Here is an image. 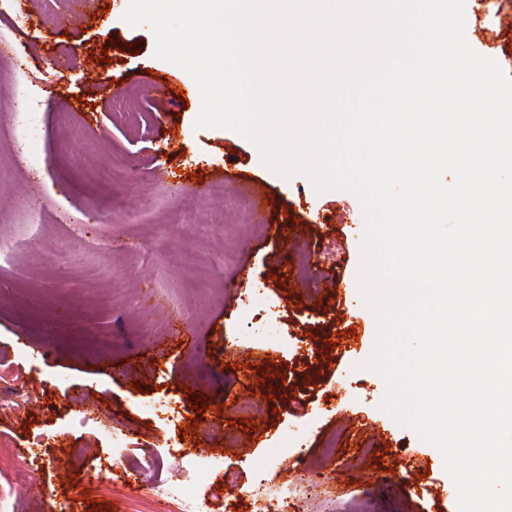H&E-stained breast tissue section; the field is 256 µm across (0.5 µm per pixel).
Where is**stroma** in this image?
I'll list each match as a JSON object with an SVG mask.
<instances>
[{
    "mask_svg": "<svg viewBox=\"0 0 512 512\" xmlns=\"http://www.w3.org/2000/svg\"><path fill=\"white\" fill-rule=\"evenodd\" d=\"M128 4L57 0L64 20L48 28L43 0H0V374L23 382L0 407V439L26 488L15 512H87L91 499L165 512L156 486L199 448L226 451L204 512H252L276 450V478L304 512H438L451 482L440 453L381 410L384 381L361 367L374 317L360 295L314 287L309 273L359 265L357 198L281 178L232 130L195 128L190 76L155 58L148 26L123 21ZM465 16L469 44L512 79V0H465ZM101 48L107 59H90ZM88 168L100 180H86ZM226 251L227 270L217 263ZM344 319L358 340L336 341ZM192 392L211 401L205 418L223 436L190 439L145 410L161 398L188 412ZM78 410L94 425L69 427ZM297 438L302 472L288 451ZM150 458L157 469L137 478L134 463Z\"/></svg>",
    "mask_w": 512,
    "mask_h": 512,
    "instance_id": "35a3bbf8",
    "label": "stroma"
}]
</instances>
